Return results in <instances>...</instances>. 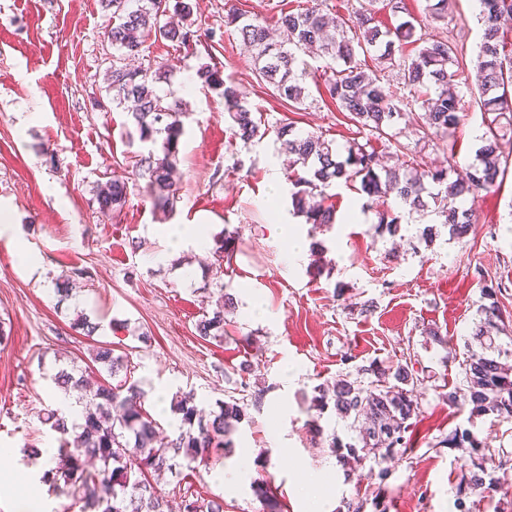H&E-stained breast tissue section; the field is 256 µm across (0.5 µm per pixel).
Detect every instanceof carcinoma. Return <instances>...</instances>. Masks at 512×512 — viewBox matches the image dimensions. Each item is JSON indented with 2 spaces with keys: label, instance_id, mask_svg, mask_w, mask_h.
Instances as JSON below:
<instances>
[{
  "label": "carcinoma",
  "instance_id": "cac0c4a2",
  "mask_svg": "<svg viewBox=\"0 0 512 512\" xmlns=\"http://www.w3.org/2000/svg\"><path fill=\"white\" fill-rule=\"evenodd\" d=\"M452 0H432L427 5L429 18L448 20ZM480 20L483 34L477 59L470 73L471 84L478 89L475 103L484 116L481 146L474 161L464 168L454 165L448 153V165L428 167L417 152L404 153L399 166L378 168L370 142L350 141L339 150L321 135L300 134L286 124L277 128L288 153V181L296 188L291 193L293 212L316 227L335 221V204L326 189L338 182L357 187L368 198L366 207L376 209L377 227L394 234L400 228V216L386 207L394 195L413 212H432L439 223L448 226L452 238L463 239L472 224V208L464 197L476 200L480 192L498 187L505 140L512 130V30L503 27L512 18V0H482ZM109 20L107 39L112 46V64L107 69V88L112 103L129 112L134 133L140 143L151 145L135 155L133 176L144 181L143 196L162 210L173 211L178 187V144L184 134L187 112L179 100L166 101L155 91V84L166 78L158 67L129 68L125 57L140 55L145 37L154 34L178 46L206 41V33L190 22L192 6L185 0H100ZM392 15L399 23L389 28L376 17L374 8H361L353 21L354 34H348L343 18L327 17L314 7L280 15L276 24L288 33V44L271 41L269 22L249 16L224 0V27L237 32L251 48L258 75L270 84L280 98L299 104L305 98L307 68L300 66L299 51L312 52L326 60L330 76L325 84L330 99L339 111L369 135L380 137L394 127L402 114L400 102L381 84L373 71L356 61V49L375 50L378 67L399 68L401 79L414 92L412 102L422 113L417 115L423 134L445 139L461 122L459 115L458 76L468 69L459 57L458 44L427 33L416 34L414 17L406 0H388ZM416 45L415 54L405 64L395 63V42ZM202 85L220 92L224 111L230 119L234 139L248 144L260 133V122L247 106L246 93L224 81L216 68L197 71ZM126 183L113 179L98 187V209L109 215L126 203ZM505 286L486 284L483 295L489 303L481 305V318L474 336L480 349L469 350L463 367L462 384L442 395L451 408L473 405L479 414H494L512 419V368L500 361L501 349L496 338L512 335V312L501 308L497 296ZM235 308L233 297L224 294L216 309L198 320L196 331L206 340L224 335L225 315ZM71 328L93 336L100 325L81 312L72 319ZM93 363L109 377L120 378L87 385L75 369L60 368L52 375L55 386L64 391L82 390L85 408L79 421L67 422L59 409L45 410L43 424L57 434L59 442L43 475L52 490L67 494L82 503L80 512H165L166 501L153 484V477L164 471L177 472L194 463H209L212 454L231 445L230 435L245 417L246 407L236 398L219 403L218 410L201 414L193 392L177 393L171 409L180 416L179 433L167 440L160 438L157 422L144 407L147 392L140 381L132 379L128 354L118 353L110 343L96 344L90 353ZM376 377L372 389L339 378L332 388L316 387L311 407L322 412L333 407L338 415L353 420L359 427L361 447L334 436L329 447L339 453L345 448L358 460L368 457L385 460L395 449L408 446L417 425L419 406L416 388L421 380L408 365L393 369L371 364L361 369ZM449 443L457 448L477 450L488 444L471 433H454ZM466 487L483 493H496L494 479H486V468L479 462L462 474ZM253 493L263 505V512H285V505L273 491L270 481L258 477ZM183 499L196 504V512H224L219 496L204 498L189 491Z\"/></svg>",
  "mask_w": 512,
  "mask_h": 512
}]
</instances>
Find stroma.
Here are the masks:
<instances>
[{
  "label": "stroma",
  "mask_w": 512,
  "mask_h": 512,
  "mask_svg": "<svg viewBox=\"0 0 512 512\" xmlns=\"http://www.w3.org/2000/svg\"><path fill=\"white\" fill-rule=\"evenodd\" d=\"M368 0H237L248 14L277 19L308 6L353 18ZM192 21L212 31L208 48L188 50L147 36L142 67H172L158 94L182 99L188 110L179 145V199L173 213L141 195L131 158L142 145L130 138L128 116L112 103L105 83L112 48L99 0H0V448L13 449L8 468H38L24 448L53 445L43 425L53 406L56 360L77 359L84 375L102 380L89 359L93 341L128 353L146 391L193 392L200 409L262 392L259 406L232 435L218 468L183 470L180 480H159L174 499L180 488L219 496L224 512H262L251 483L266 477L287 512H340L344 501L363 500L364 512L382 497L387 512H512V420L453 409L442 393L463 380L465 341L480 319L484 281L505 282L499 301L512 310V159L495 192L474 204V224L463 239L450 238L433 216L403 214L397 235L378 230L366 195L344 184L332 192L336 222L316 228L292 211L288 156L274 131L292 124L344 146L371 141L396 165V145L419 146L421 129L401 120L396 141L369 139L325 93L319 60L306 81L302 104L288 106L261 82L254 57L224 26V0H191ZM427 0H407L423 31L455 41L475 61L480 16L471 0H455L447 25L432 23ZM217 67L242 88L255 116L267 126L251 143L232 138L224 101L203 88L197 72ZM464 118L453 135L454 152L420 147L429 165L447 157L468 165L480 147L482 114L475 90L458 87ZM124 178L127 202L110 215L99 212L97 185ZM279 195H272V186ZM200 224L208 235H236L231 256L215 243L205 250L173 249L168 233ZM304 233L307 250L287 259V228ZM432 240H424L426 228ZM39 263L29 270L14 251ZM73 275L76 288L59 302L56 278ZM236 308L220 339H202L196 323L220 293ZM371 312H361L362 304ZM99 330L87 338L69 327L73 310ZM128 328H120V321ZM440 340H433L431 330ZM147 332L141 340L139 332ZM408 365L422 381L419 416L409 448L385 461L379 481L368 468L342 465L316 445L309 429L318 418L324 435L355 442L356 431L334 410L314 416L315 388L346 377L370 387V364ZM457 430L487 442L485 465L503 485L500 493L460 488L472 466L467 450L448 445ZM217 468V469H218Z\"/></svg>",
  "instance_id": "obj_1"
}]
</instances>
